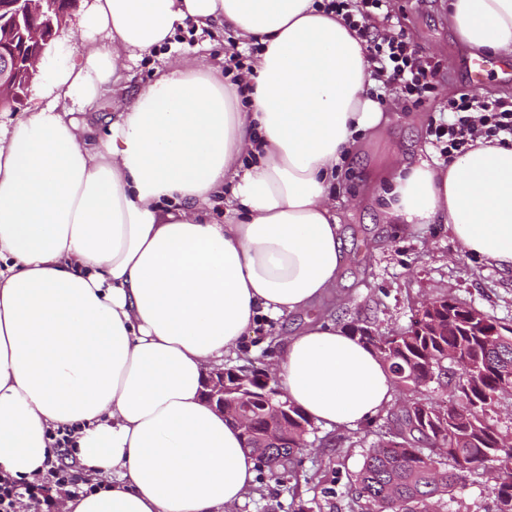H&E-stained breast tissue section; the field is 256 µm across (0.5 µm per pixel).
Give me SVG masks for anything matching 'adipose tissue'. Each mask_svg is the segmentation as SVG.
Wrapping results in <instances>:
<instances>
[{"label":"adipose tissue","instance_id":"ef3b65f1","mask_svg":"<svg viewBox=\"0 0 512 512\" xmlns=\"http://www.w3.org/2000/svg\"><path fill=\"white\" fill-rule=\"evenodd\" d=\"M448 11L474 54L512 57V0ZM190 25L261 51L238 81L186 59L97 135L87 116L126 64ZM77 29L40 65L27 116L0 125V473L34 482L65 433L92 487L63 512H233L257 463L203 377L259 316L335 288L334 173L388 119L360 40L318 0H90ZM373 191L386 223L447 225L512 274V145L394 159ZM274 375L329 429L395 393L375 350L323 319L283 339Z\"/></svg>","mask_w":512,"mask_h":512}]
</instances>
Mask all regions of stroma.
Returning a JSON list of instances; mask_svg holds the SVG:
<instances>
[{
	"mask_svg": "<svg viewBox=\"0 0 512 512\" xmlns=\"http://www.w3.org/2000/svg\"><path fill=\"white\" fill-rule=\"evenodd\" d=\"M378 26L405 32L419 54L436 65L437 88L424 106L411 111L404 109L394 88L384 89L383 110L389 118L384 131L360 141L357 161L346 165L338 179L336 214L349 262L334 291L310 315L345 328L356 324L380 332L403 330L411 326L422 303L448 296L512 326V276L463 254L444 225L415 231L383 223L363 177L365 164L382 153L394 152L411 162H438L429 130L447 117L449 98L466 91L481 99L512 101V61L472 78L465 65L471 53L448 23V0H391L390 17L379 20ZM175 40L174 48H162L138 61L123 90L105 92L101 113L122 111L156 69L176 67L198 53L216 58L237 50L242 57L250 55L249 50H238V39L230 30L199 33L190 27L178 32ZM310 315L260 317L252 336L236 355L227 357L226 367H274L279 339L298 334ZM388 429L383 413L339 431L311 425L298 475L276 479L267 470H258L255 487L234 512H298L302 506L308 512H361L349 492V479ZM492 484L489 473H472L455 490L447 512H493Z\"/></svg>",
	"mask_w": 512,
	"mask_h": 512,
	"instance_id": "35a3bbf8",
	"label": "stroma"
}]
</instances>
